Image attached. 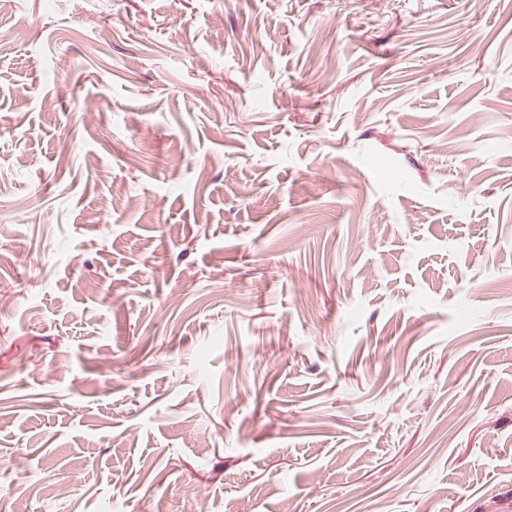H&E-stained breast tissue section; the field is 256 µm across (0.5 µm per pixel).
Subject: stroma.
<instances>
[{
	"instance_id": "stroma-1",
	"label": "stroma",
	"mask_w": 512,
	"mask_h": 512,
	"mask_svg": "<svg viewBox=\"0 0 512 512\" xmlns=\"http://www.w3.org/2000/svg\"><path fill=\"white\" fill-rule=\"evenodd\" d=\"M6 512H512V0H11Z\"/></svg>"
}]
</instances>
